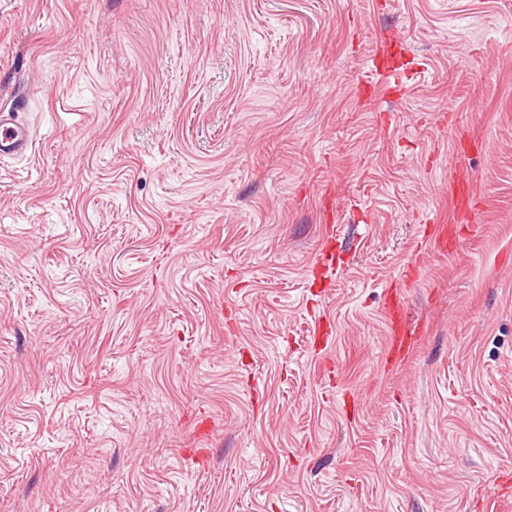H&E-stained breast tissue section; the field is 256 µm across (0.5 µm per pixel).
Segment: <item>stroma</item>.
I'll use <instances>...</instances> for the list:
<instances>
[{
  "mask_svg": "<svg viewBox=\"0 0 512 512\" xmlns=\"http://www.w3.org/2000/svg\"><path fill=\"white\" fill-rule=\"evenodd\" d=\"M2 110L0 512H512V0H0ZM34 138L14 112L0 113V159L20 157L32 152ZM383 306L388 334V359L391 358L396 364L412 351L414 338L406 324L403 295L386 288Z\"/></svg>",
  "mask_w": 512,
  "mask_h": 512,
  "instance_id": "obj_1",
  "label": "stroma"
}]
</instances>
